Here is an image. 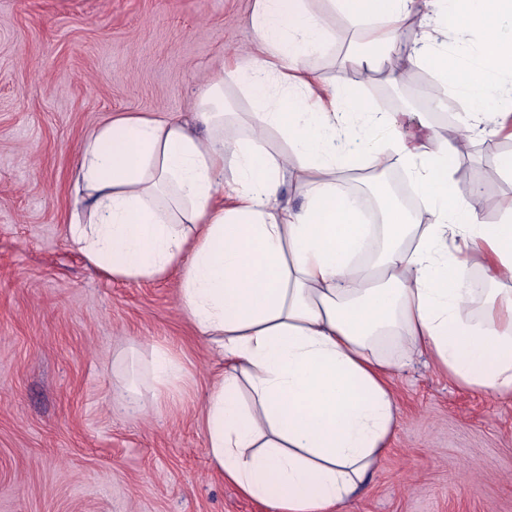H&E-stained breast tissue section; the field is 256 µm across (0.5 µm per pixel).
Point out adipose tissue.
Here are the masks:
<instances>
[{
	"mask_svg": "<svg viewBox=\"0 0 512 512\" xmlns=\"http://www.w3.org/2000/svg\"><path fill=\"white\" fill-rule=\"evenodd\" d=\"M371 43L394 48L407 22L419 38L408 62H431L466 104L450 137L407 145L397 119L365 111L355 85H325L307 62L329 37L304 0H255L261 58L232 79L254 101L246 127L224 103V79L204 83L192 123L127 115L82 142L75 189L83 202L68 234L108 278L182 274L181 300L224 364L206 400L211 462L272 512H340L384 454L397 422L388 375L426 355L457 385L512 396V209L495 224L462 204L460 156L487 120L496 87L512 77V0H332ZM484 34L477 56L434 52L436 35ZM287 144L270 150L269 131ZM357 140L365 160L406 169L421 211L388 206L366 223L359 199L337 183V141ZM232 174H225V162ZM305 188L300 207L281 184ZM384 249L364 262L372 235ZM494 270L482 315L465 272Z\"/></svg>",
	"mask_w": 512,
	"mask_h": 512,
	"instance_id": "ef3b65f1",
	"label": "adipose tissue"
}]
</instances>
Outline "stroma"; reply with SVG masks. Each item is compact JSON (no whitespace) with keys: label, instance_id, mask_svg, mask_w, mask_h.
Masks as SVG:
<instances>
[{"label":"stroma","instance_id":"obj_1","mask_svg":"<svg viewBox=\"0 0 512 512\" xmlns=\"http://www.w3.org/2000/svg\"><path fill=\"white\" fill-rule=\"evenodd\" d=\"M254 0H0V512H269L224 479L207 453L203 410L223 368L180 304L181 275L108 279L68 238L78 208L73 173L86 134L139 113L190 119L204 76L224 75V97L252 111L229 78L253 40ZM333 36L311 64L329 82L352 77L359 33L330 0H305ZM379 66L413 98L401 118L408 142L446 129L464 111L444 91L426 104L422 75L399 49ZM512 137L473 140L454 172L467 208L486 224L512 208L501 156ZM402 169L347 167L342 188L371 203ZM180 373L156 404L128 409L127 384L147 388L154 347ZM398 424L371 480L344 512H512V397L451 384L414 357L393 369Z\"/></svg>","mask_w":512,"mask_h":512}]
</instances>
